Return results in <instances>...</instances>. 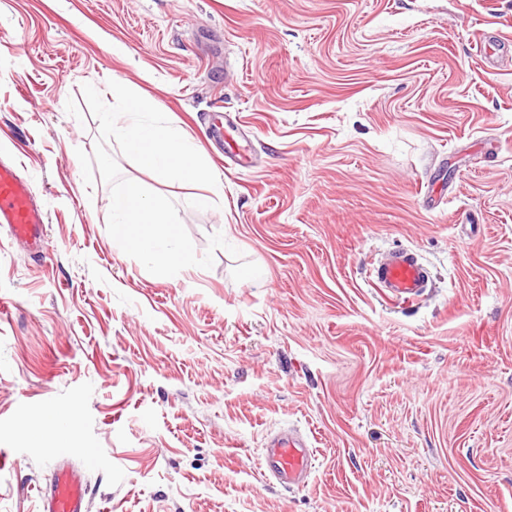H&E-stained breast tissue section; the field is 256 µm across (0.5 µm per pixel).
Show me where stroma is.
<instances>
[{"instance_id": "stroma-1", "label": "stroma", "mask_w": 512, "mask_h": 512, "mask_svg": "<svg viewBox=\"0 0 512 512\" xmlns=\"http://www.w3.org/2000/svg\"><path fill=\"white\" fill-rule=\"evenodd\" d=\"M113 80L203 148L210 206L101 141ZM100 142L197 254L223 235L211 268L113 243ZM0 159L45 215L41 253L0 232V512L63 450L90 512H512V0H0ZM399 248L409 304L373 277ZM49 405L61 448L19 434ZM288 426L294 489L259 465ZM374 278L387 299L400 303L415 301L430 283L428 269L407 249L391 252L374 269ZM77 411V407L74 406L65 410L47 407L40 415L39 420L41 422L22 426L20 433L29 438L50 437L54 440L62 441L70 433ZM46 423L53 425V429L50 432L45 431L43 428ZM310 441L297 430L282 429L266 435L259 459L263 474L283 488L303 487L312 473Z\"/></svg>"}]
</instances>
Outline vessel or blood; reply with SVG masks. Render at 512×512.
Segmentation results:
<instances>
[{
    "label": "vessel or blood",
    "mask_w": 512,
    "mask_h": 512,
    "mask_svg": "<svg viewBox=\"0 0 512 512\" xmlns=\"http://www.w3.org/2000/svg\"><path fill=\"white\" fill-rule=\"evenodd\" d=\"M43 214L27 182L10 164L0 161V228L14 239L42 243ZM374 278L387 299L409 303L430 283L428 269L409 250L391 252L374 270ZM313 450L306 436L282 429L267 434L259 459L265 477L284 488L308 484ZM88 489L81 474L57 463L51 482L41 492V512H88Z\"/></svg>",
    "instance_id": "1"
}]
</instances>
